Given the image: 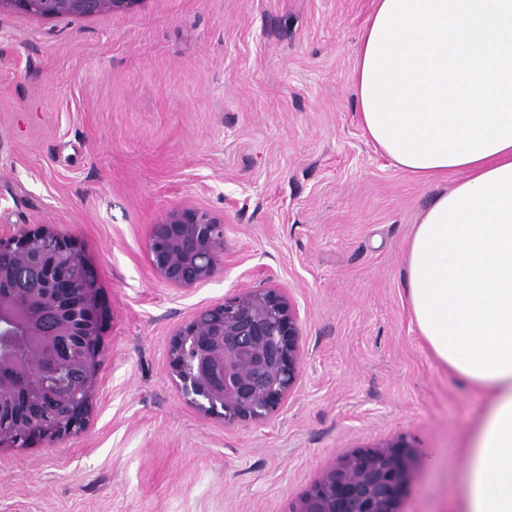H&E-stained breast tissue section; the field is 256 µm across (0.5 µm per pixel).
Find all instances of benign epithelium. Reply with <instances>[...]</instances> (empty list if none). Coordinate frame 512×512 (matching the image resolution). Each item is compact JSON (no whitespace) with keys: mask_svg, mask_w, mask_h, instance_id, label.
<instances>
[{"mask_svg":"<svg viewBox=\"0 0 512 512\" xmlns=\"http://www.w3.org/2000/svg\"><path fill=\"white\" fill-rule=\"evenodd\" d=\"M140 0H0L42 17L126 12ZM224 221L192 205L152 225L149 255L162 280L190 288L221 261ZM106 313L98 278L53 227L0 234V447L27 448L88 425ZM302 334L277 288L251 289L199 311L171 340L182 395L209 415L249 423L278 409L300 376ZM415 462L399 442L342 457L294 512H398Z\"/></svg>","mask_w":512,"mask_h":512,"instance_id":"7a95c632","label":"benign epithelium"}]
</instances>
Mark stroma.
<instances>
[{"instance_id":"35a3bbf8","label":"stroma","mask_w":512,"mask_h":512,"mask_svg":"<svg viewBox=\"0 0 512 512\" xmlns=\"http://www.w3.org/2000/svg\"><path fill=\"white\" fill-rule=\"evenodd\" d=\"M373 0H140L0 11V232L50 224L98 275L107 318L89 426L0 450V512H294L343 455L405 440L399 512H448L485 399L438 365L406 296V244L453 179L396 169L358 122ZM192 204L222 261L177 288L149 232ZM282 289L299 385L264 420L185 399L168 346L199 310ZM138 3L140 0H1L0 11L7 7L42 17H87L103 12H126Z\"/></svg>"}]
</instances>
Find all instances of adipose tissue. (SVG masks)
Returning <instances> with one entry per match:
<instances>
[{
	"label": "adipose tissue",
	"instance_id": "obj_1",
	"mask_svg": "<svg viewBox=\"0 0 512 512\" xmlns=\"http://www.w3.org/2000/svg\"><path fill=\"white\" fill-rule=\"evenodd\" d=\"M451 172L460 181L424 209L408 243L407 296L434 358L486 396L455 512H512V145L410 170L422 180Z\"/></svg>",
	"mask_w": 512,
	"mask_h": 512
}]
</instances>
